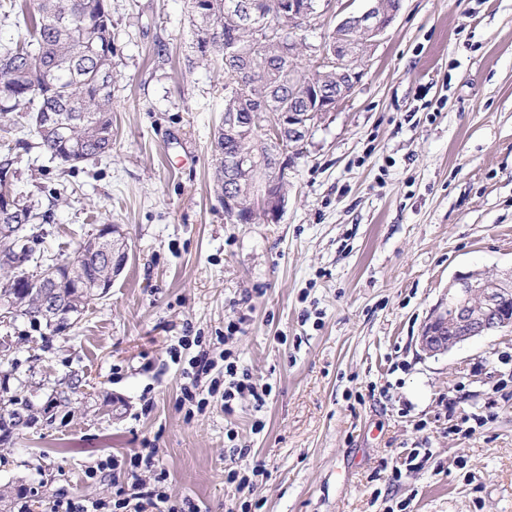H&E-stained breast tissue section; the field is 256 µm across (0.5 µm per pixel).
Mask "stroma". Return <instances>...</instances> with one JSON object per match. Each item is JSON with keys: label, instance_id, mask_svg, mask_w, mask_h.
<instances>
[{"label": "stroma", "instance_id": "obj_1", "mask_svg": "<svg viewBox=\"0 0 512 512\" xmlns=\"http://www.w3.org/2000/svg\"><path fill=\"white\" fill-rule=\"evenodd\" d=\"M195 44L188 0H112L111 155L69 170L13 149L16 189L49 215L28 230L35 260L103 224L130 260L71 328L0 322V380L38 410L0 445V485L25 487L28 512L109 503L127 480L113 460L144 448L142 479L238 512V447L265 468L258 512H512V329L436 356L418 343L455 275L512 268V0H401L360 82L291 153L275 224L232 223L217 198L224 76ZM239 316L265 406L186 418V338L220 349ZM76 376L85 399L47 408ZM250 455L249 449L246 448H232V451L228 455V458L225 457V469L226 479L230 483L238 482L239 485H247L248 488L252 489L256 485L250 479L248 472H251L252 475L263 474L264 470L260 464H255L251 468L249 466H244L241 464L245 458ZM226 461H229L226 463Z\"/></svg>", "mask_w": 512, "mask_h": 512}]
</instances>
